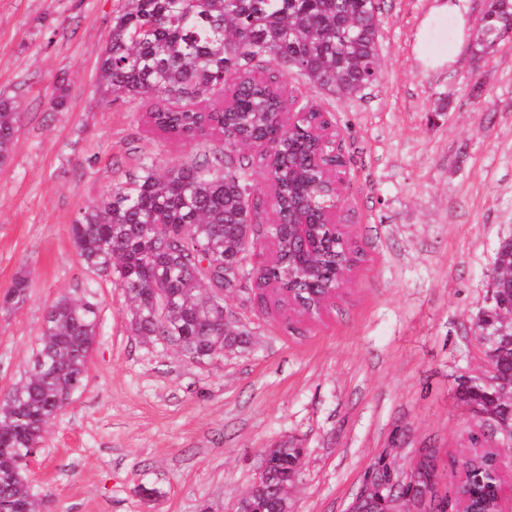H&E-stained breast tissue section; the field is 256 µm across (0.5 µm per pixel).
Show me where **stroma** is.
Segmentation results:
<instances>
[{
	"label": "stroma",
	"instance_id": "stroma-1",
	"mask_svg": "<svg viewBox=\"0 0 512 512\" xmlns=\"http://www.w3.org/2000/svg\"><path fill=\"white\" fill-rule=\"evenodd\" d=\"M489 3L468 0L471 38L452 65L416 57L435 0H379L378 83L341 99L287 71L286 106L335 117L341 214L361 260L294 335L247 290L228 295L249 342L198 363L135 335L70 228L141 163L163 169L223 149V136L170 141L148 128L157 99H104L98 61L121 0H0V98L21 106L0 163V297L29 280L23 303L0 306V397L57 298L88 299L100 316L84 383L26 472L41 512H235L260 456L283 443L304 451L289 512H346L381 454L405 469L416 449L467 448L480 415L462 385L488 376L474 323L512 237V44L472 65Z\"/></svg>",
	"mask_w": 512,
	"mask_h": 512
}]
</instances>
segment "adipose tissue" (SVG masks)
Here are the masks:
<instances>
[{
	"mask_svg": "<svg viewBox=\"0 0 512 512\" xmlns=\"http://www.w3.org/2000/svg\"><path fill=\"white\" fill-rule=\"evenodd\" d=\"M466 12L465 0H437L422 22L416 46L417 55L425 65L442 67L453 62L468 36ZM445 21L452 22L454 26L453 40L446 43L431 40L430 31Z\"/></svg>",
	"mask_w": 512,
	"mask_h": 512,
	"instance_id": "1",
	"label": "adipose tissue"
}]
</instances>
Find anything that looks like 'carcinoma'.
Here are the masks:
<instances>
[{
    "label": "carcinoma",
    "instance_id": "cac0c4a2",
    "mask_svg": "<svg viewBox=\"0 0 512 512\" xmlns=\"http://www.w3.org/2000/svg\"><path fill=\"white\" fill-rule=\"evenodd\" d=\"M480 25L477 53L494 47L512 30V0H491ZM378 0H124L112 16L98 62L106 98L155 97L163 105L150 112L152 125L176 140L207 131L224 133L235 149L267 140L273 152L261 157L274 186V218L260 217L264 201L251 190L253 156L221 153L158 170L145 164L129 181L101 195L72 224L71 236L82 266L112 279L146 342L169 341L188 359L205 361L245 343L247 331L224 322V295L245 279L255 288L259 308L269 310L265 288L293 295L301 312L315 314L321 296L336 288L344 264L354 260L335 238L336 229L317 224L315 253L302 260L301 246L279 223L288 214L317 220L331 197L312 166L319 150L315 112L295 126L281 123L284 111L275 71L292 67L315 87L348 99L378 81ZM230 87L235 107L225 112L214 96ZM19 105L0 100V161L14 146ZM269 241L277 261L247 267L254 245ZM29 281L16 278L4 303L26 298ZM479 343L495 352L501 377L512 371V320L489 309L477 316ZM98 307L87 299L58 298L48 310L39 348L25 376L0 398V512H40L26 476L24 457L39 447L50 418L68 399V389L84 381L87 357L97 336ZM464 398L485 413L512 407L504 386L470 380ZM265 476L239 500L250 512L256 500L267 512H283L294 483L301 449L283 444L267 452ZM451 465L467 466L461 492L491 512L497 483L481 459L450 455ZM440 449H418L421 468L439 466ZM418 512L442 501L453 508L448 490L422 482L415 490Z\"/></svg>",
    "mask_w": 512,
    "mask_h": 512
}]
</instances>
